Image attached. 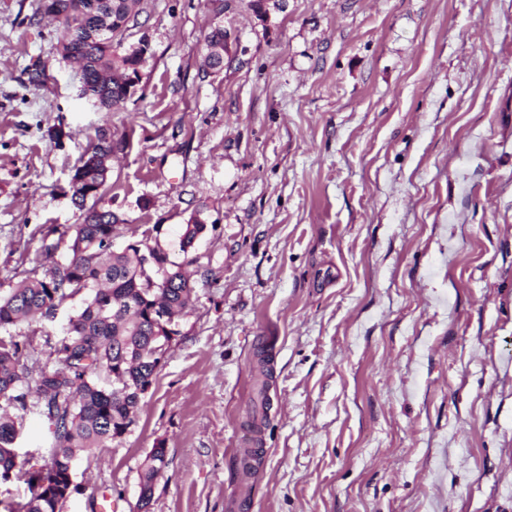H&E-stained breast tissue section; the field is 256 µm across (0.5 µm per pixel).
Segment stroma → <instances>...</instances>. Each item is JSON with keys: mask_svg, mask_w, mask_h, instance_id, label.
<instances>
[{"mask_svg": "<svg viewBox=\"0 0 512 512\" xmlns=\"http://www.w3.org/2000/svg\"><path fill=\"white\" fill-rule=\"evenodd\" d=\"M248 2L140 0L139 90L100 112L41 0H0V293L63 262L98 127L131 141L113 248L206 223L155 381L61 512H138L154 448L150 512H512V0ZM51 438L27 416L16 450ZM224 26H214L209 31L206 37V48L207 52L203 58V66L205 69L213 70L215 72H220L224 70V56L223 59H216L209 62L210 56L208 55L210 47L220 46L222 49L224 48ZM166 465V451L154 448L143 461L140 472V494L137 507L139 511L148 512L147 508L153 497L155 482Z\"/></svg>", "mask_w": 512, "mask_h": 512, "instance_id": "1", "label": "stroma"}]
</instances>
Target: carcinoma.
<instances>
[{
	"label": "carcinoma",
	"instance_id": "cac0c4a2",
	"mask_svg": "<svg viewBox=\"0 0 512 512\" xmlns=\"http://www.w3.org/2000/svg\"><path fill=\"white\" fill-rule=\"evenodd\" d=\"M139 0H53L60 30L58 44L66 61L85 74L83 94L109 112L126 94L124 72L142 64L140 51L125 44L137 25ZM126 136L108 128L96 134L94 157L77 167L71 201L82 222L69 228V262L43 275L32 272L7 294H0V328L17 327L36 314L54 317L68 298L84 293L83 307L68 321L63 335L19 342L0 336V472H12L34 488L5 512H57L68 488L76 456L94 454L122 437L133 423L147 389L155 380L171 341L167 327L192 303L195 283L168 257L141 267L142 242L112 250L121 220L94 204L112 172V157L126 149ZM89 190L95 194L86 196ZM206 229L197 217L183 225L179 251L186 254ZM168 272L164 287L150 288L159 270ZM48 348L54 365L44 362L37 346ZM35 387H30V379ZM35 414L52 427L53 443L37 468L18 460L15 442L25 416ZM166 465V451L154 448L143 461L137 507L147 512L155 482Z\"/></svg>",
	"mask_w": 512,
	"mask_h": 512
}]
</instances>
